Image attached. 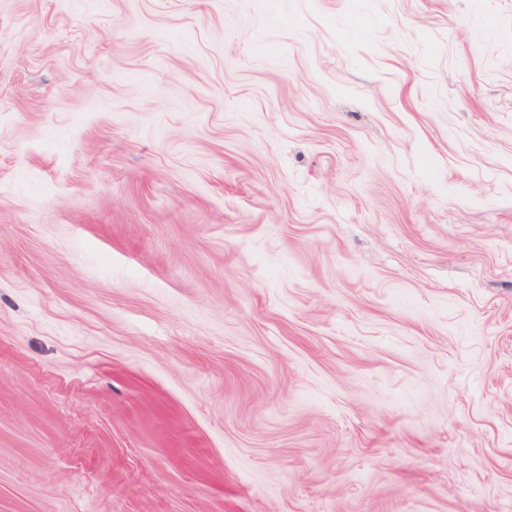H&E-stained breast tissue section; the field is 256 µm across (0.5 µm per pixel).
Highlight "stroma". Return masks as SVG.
<instances>
[{
  "mask_svg": "<svg viewBox=\"0 0 512 512\" xmlns=\"http://www.w3.org/2000/svg\"><path fill=\"white\" fill-rule=\"evenodd\" d=\"M0 512H512V0H0Z\"/></svg>",
  "mask_w": 512,
  "mask_h": 512,
  "instance_id": "stroma-1",
  "label": "stroma"
}]
</instances>
